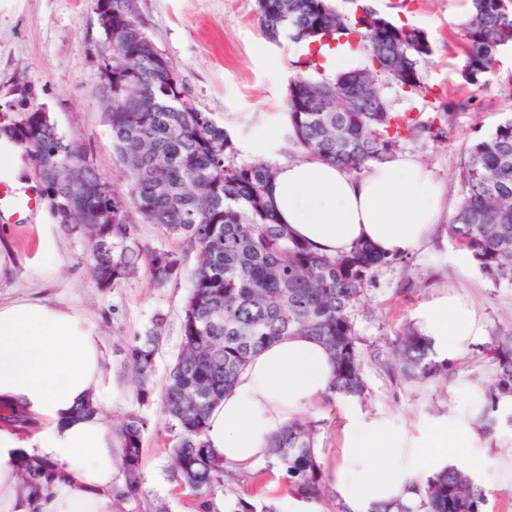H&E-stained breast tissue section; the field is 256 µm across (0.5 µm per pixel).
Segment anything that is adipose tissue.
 Here are the masks:
<instances>
[{
    "label": "adipose tissue",
    "instance_id": "adipose-tissue-1",
    "mask_svg": "<svg viewBox=\"0 0 512 512\" xmlns=\"http://www.w3.org/2000/svg\"><path fill=\"white\" fill-rule=\"evenodd\" d=\"M242 148L266 154L276 169L268 199L279 223L323 254L348 251L359 241L390 255L407 254L448 218L445 183L411 157L370 164L356 177L308 155L283 158L274 137ZM413 321L450 359L482 334L473 303L454 292L419 304ZM105 362L98 330L82 311L40 295L0 302V404L34 421L22 427L0 419V512H124L114 486L119 440L102 412ZM333 370L326 349L312 337L280 338L250 360L212 408L206 444L228 468L253 467L277 431L329 397ZM483 397L478 386L456 387L447 415L418 440L387 423L345 415L339 450L318 448L314 454L349 512L393 501L418 507L415 478L451 465L469 472L479 466ZM87 403L94 413L79 415ZM27 456L47 460L59 472L36 497L17 471Z\"/></svg>",
    "mask_w": 512,
    "mask_h": 512
}]
</instances>
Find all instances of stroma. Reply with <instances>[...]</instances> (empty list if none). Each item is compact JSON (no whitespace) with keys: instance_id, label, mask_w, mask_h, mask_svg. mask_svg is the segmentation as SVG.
<instances>
[{"instance_id":"35a3bbf8","label":"stroma","mask_w":512,"mask_h":512,"mask_svg":"<svg viewBox=\"0 0 512 512\" xmlns=\"http://www.w3.org/2000/svg\"><path fill=\"white\" fill-rule=\"evenodd\" d=\"M368 3L395 23L424 30L432 48L421 65L426 96H412L386 85L383 94L393 110L430 117L442 105L468 103L466 110L450 113L444 140L419 141L403 148L404 154L428 165L446 184L450 202L458 203L468 147L512 116V97L504 86L512 78V54L503 53L495 72L479 85H467L460 71L468 0ZM136 7L144 30L175 68L189 98L234 140L258 138L273 129L287 131L288 82L305 48L285 36L276 43L267 40L257 20L255 0H136ZM101 41L93 0H0V121L19 119L31 108L45 110L58 132L80 139L94 167L121 188L127 173L112 149L101 98ZM23 84L31 87L25 98L18 92ZM47 232L57 246V256L49 263L38 255L39 237ZM8 238L16 264L9 274L0 276V299L35 291L86 310L106 349L105 378L115 388L108 404L113 424L132 413L151 423L143 439L139 512H217L215 502H203L173 480L171 450L177 434L167 427L157 404L137 401L127 362L134 337L144 334L155 315H162L165 328L152 381L157 386L163 383L181 346L189 276L157 288L140 274L100 293L88 272L91 240L80 230L58 224L46 205L29 218L12 222ZM458 252L447 225L442 224L405 262L378 271L372 287L350 312L360 339L369 395L352 405L338 397L319 402L310 413L320 423L317 445L338 447L343 413L350 405L364 420L385 419L409 438H421L433 419L447 413L450 389L464 381L484 387L494 378L496 366L482 347L493 336L512 332V284L493 283L477 264L459 263ZM445 291L457 292L474 303L482 336L454 359L446 379L431 384L400 380L392 374L396 336L412 325V313L419 303ZM484 455L482 468L473 473L484 490L483 510L512 512L511 424H499ZM274 478L266 462H258L250 470L236 472L226 498L241 497L264 506L267 500L261 489Z\"/></svg>"}]
</instances>
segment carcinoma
<instances>
[{
	"label": "carcinoma",
	"instance_id": "obj_1",
	"mask_svg": "<svg viewBox=\"0 0 512 512\" xmlns=\"http://www.w3.org/2000/svg\"><path fill=\"white\" fill-rule=\"evenodd\" d=\"M464 26L463 80L471 85L493 70L512 46V7L502 0H471ZM112 13L113 58L103 64L102 87L112 92L108 122L112 146L126 166L127 189L119 192L88 163L82 143L67 139L26 112L11 128L38 170L43 193L60 221L67 210L88 215L89 266L96 288L107 293L143 272L158 288L177 281L194 255L192 289L182 309L179 353L159 392L149 378L159 351L164 318L128 349L137 400H158L170 428L173 474L199 496L224 491L228 470L203 440L212 407L230 391L250 359L283 336H311L329 352L334 396L363 399L367 392L358 337L350 310L365 296L377 272L399 260L365 243L327 256L290 235L268 202L275 171L264 161L237 164L233 140L209 113L186 97L171 63L144 31L129 0H95ZM349 20L330 0H257L258 21L272 42L289 31L297 42L323 45L328 37H360L363 68L333 76L307 61L287 89L289 127L307 154L353 175L382 162L409 142L438 140V118H410L378 111L385 83L423 94L420 63L431 55L420 28L396 25L368 5ZM462 202L448 224L456 246L471 252L493 282L512 283V117L469 147L462 169ZM154 224L181 249L150 247L135 237L128 210ZM396 372L428 383L448 374L449 361L413 330L396 339ZM487 351L497 365L486 394L483 428L492 432L502 397L512 396V333L494 337ZM149 421L135 413L117 428L124 495L139 496L143 437ZM317 422L293 419L268 448L270 466L289 490L306 498L325 495L330 475L312 454ZM27 482L49 478L46 462L21 464ZM422 512H481L483 490L472 475L449 466L415 485Z\"/></svg>",
	"mask_w": 512,
	"mask_h": 512
}]
</instances>
